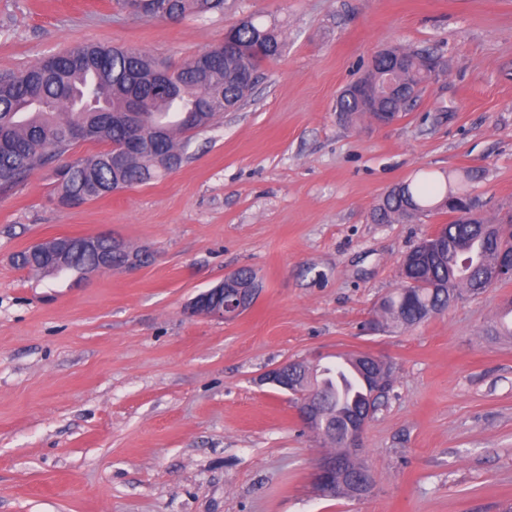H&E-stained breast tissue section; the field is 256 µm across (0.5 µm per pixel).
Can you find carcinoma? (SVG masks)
<instances>
[{
	"mask_svg": "<svg viewBox=\"0 0 512 512\" xmlns=\"http://www.w3.org/2000/svg\"><path fill=\"white\" fill-rule=\"evenodd\" d=\"M140 15L154 17L163 12L178 20L224 9V0H143ZM254 12L234 28L237 49L214 62V71L201 75V57L169 66L170 84L158 80V64L148 55L101 44L76 46L57 53L28 69L0 73V187H11L36 170L54 165L55 190L59 201L78 206L112 192L114 187L146 184L168 171L164 160L171 154L187 153V134L210 126L226 110L240 104L255 86L262 61L280 55L283 43ZM405 59V70L394 76L405 84L400 98L379 95L378 109L406 112L411 109L426 80L422 58L427 50H395ZM136 107L143 126L142 141L132 149L134 157L121 166L112 164V154L135 130L129 127L128 110ZM336 111L346 119L372 116L356 98L339 96ZM164 120L165 135L153 138L151 129ZM76 127L85 132L84 142L104 145L90 156L71 158L77 144L64 132ZM471 177L448 187L430 180L406 182L399 192L388 191L374 209L373 219L392 223L433 213L448 214L449 221L437 232L446 236L450 252L421 266L401 260L400 287L382 303L383 317L406 328L443 313L462 294H479L491 287L490 274L502 251L512 248V234H504L484 217L463 224L453 212L473 199ZM22 269L57 270L27 252L17 254ZM65 265L75 268L98 266L95 255L73 251ZM326 416L349 414L367 406L373 387L361 386L355 394L352 382L340 372L321 380Z\"/></svg>",
	"mask_w": 512,
	"mask_h": 512,
	"instance_id": "1",
	"label": "carcinoma"
}]
</instances>
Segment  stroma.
I'll list each match as a JSON object with an SVG mask.
<instances>
[{"mask_svg":"<svg viewBox=\"0 0 512 512\" xmlns=\"http://www.w3.org/2000/svg\"><path fill=\"white\" fill-rule=\"evenodd\" d=\"M261 12L283 52L241 106L192 134L174 173L58 203L50 169L0 189V512H504L512 505V336L490 330L512 280L411 327L384 322L403 256L444 214L378 224L393 186L471 175L482 214L512 211V0H226L171 23L114 0H0V71L85 43L176 65ZM447 62L388 126L346 123L341 90L380 50ZM143 253L85 280L19 269L59 235ZM261 284L222 321L192 300L239 269ZM370 354L390 388L358 458L365 499L324 500L328 451L290 396L294 359ZM300 367L306 370L312 382H314L315 376L321 374L322 370V365L320 364H314L304 360H290L265 371L260 381L272 386H277L284 391L294 394L296 386L294 377L295 371L300 369Z\"/></svg>","mask_w":512,"mask_h":512,"instance_id":"stroma-1","label":"stroma"}]
</instances>
